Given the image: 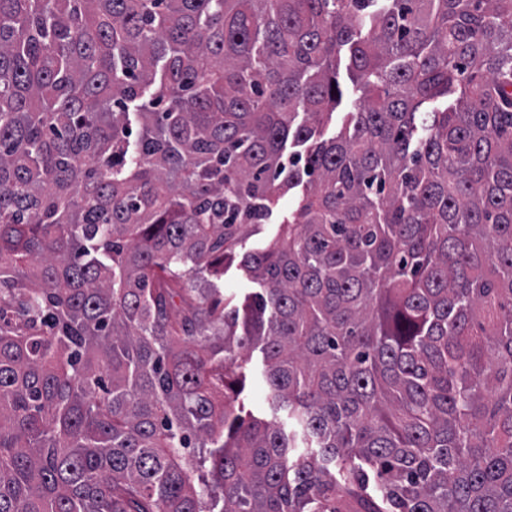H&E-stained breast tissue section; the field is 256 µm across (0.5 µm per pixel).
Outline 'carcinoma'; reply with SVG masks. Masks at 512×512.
<instances>
[{
	"mask_svg": "<svg viewBox=\"0 0 512 512\" xmlns=\"http://www.w3.org/2000/svg\"><path fill=\"white\" fill-rule=\"evenodd\" d=\"M0 512H512V0H0ZM340 81L344 84V99L342 105L336 110V125L333 122L327 129L325 138L332 136L336 131H338L342 125V120L344 117V113L339 112H348L352 110V102L356 97H358L359 93L356 92L353 85L349 81L346 73V63L341 67L340 71ZM284 215L283 209L276 210L270 220L263 224L257 232H253L244 241V249L248 250L266 244L273 239L278 231L279 224ZM240 258L224 269V298L235 296L243 299L245 295L261 291V286L251 280L237 265ZM246 370L249 372V380L245 390V395L250 397L257 412V416L266 421H276L288 427L286 416L282 413H275L267 399V383L265 380V365L263 362V355L260 353L259 348L250 352Z\"/></svg>",
	"mask_w": 512,
	"mask_h": 512,
	"instance_id": "cac0c4a2",
	"label": "carcinoma"
}]
</instances>
